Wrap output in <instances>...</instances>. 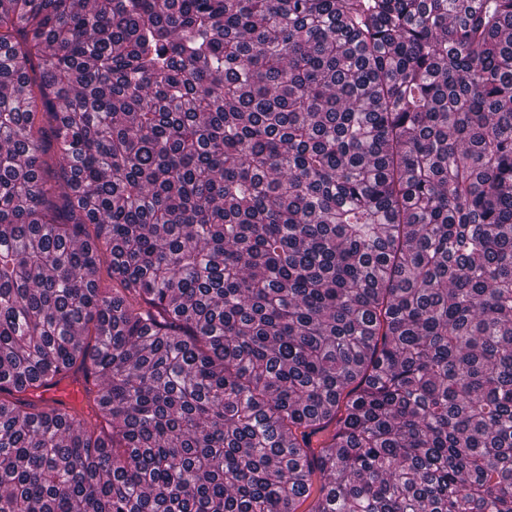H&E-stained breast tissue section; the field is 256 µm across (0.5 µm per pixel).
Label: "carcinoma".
<instances>
[{
    "label": "carcinoma",
    "instance_id": "obj_1",
    "mask_svg": "<svg viewBox=\"0 0 512 512\" xmlns=\"http://www.w3.org/2000/svg\"><path fill=\"white\" fill-rule=\"evenodd\" d=\"M302 505L512 512V0H0V512ZM86 386V381L82 376L67 378L59 385L46 389L43 396L50 403H52V400H59L67 406L79 405L84 401Z\"/></svg>",
    "mask_w": 512,
    "mask_h": 512
}]
</instances>
